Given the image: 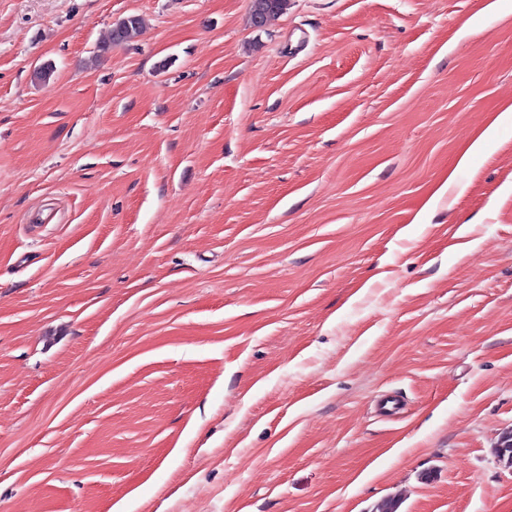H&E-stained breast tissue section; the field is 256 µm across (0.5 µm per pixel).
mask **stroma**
I'll return each instance as SVG.
<instances>
[{
	"label": "stroma",
	"instance_id": "1",
	"mask_svg": "<svg viewBox=\"0 0 512 512\" xmlns=\"http://www.w3.org/2000/svg\"><path fill=\"white\" fill-rule=\"evenodd\" d=\"M484 2L0 0V512H512ZM288 5V0H251L250 4V18L251 22L261 24V18L256 17V14L263 13L267 20L270 17L282 13ZM253 24V26H254ZM256 25V24H255ZM144 30V20L130 15L117 22L111 32V43H127L139 37ZM510 124H512V104L496 113L490 123L466 147L462 155L463 158L480 153L486 143L497 135L501 127Z\"/></svg>",
	"mask_w": 512,
	"mask_h": 512
}]
</instances>
